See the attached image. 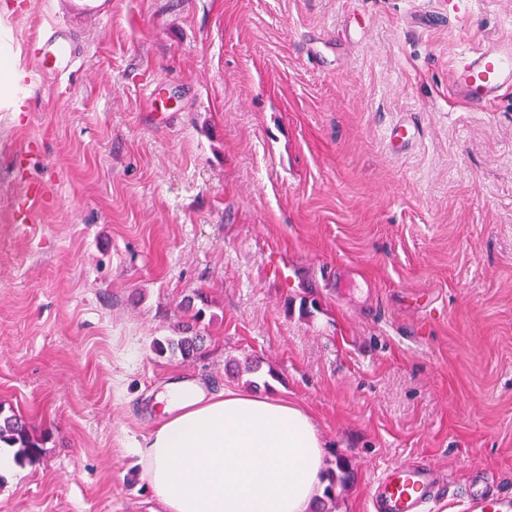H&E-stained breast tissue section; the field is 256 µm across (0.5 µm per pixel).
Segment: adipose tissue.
Wrapping results in <instances>:
<instances>
[{
  "label": "adipose tissue",
  "mask_w": 512,
  "mask_h": 512,
  "mask_svg": "<svg viewBox=\"0 0 512 512\" xmlns=\"http://www.w3.org/2000/svg\"><path fill=\"white\" fill-rule=\"evenodd\" d=\"M140 462L157 512H312L326 442L301 405L245 390H169Z\"/></svg>",
  "instance_id": "1"
}]
</instances>
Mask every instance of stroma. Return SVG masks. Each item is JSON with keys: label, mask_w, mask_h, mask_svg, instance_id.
Returning <instances> with one entry per match:
<instances>
[{"label": "stroma", "mask_w": 512, "mask_h": 512, "mask_svg": "<svg viewBox=\"0 0 512 512\" xmlns=\"http://www.w3.org/2000/svg\"><path fill=\"white\" fill-rule=\"evenodd\" d=\"M12 2L0 411L49 438L0 512H149L137 450L172 382L305 407L346 477L315 512H369L415 458L512 493V93L475 112L449 79L512 0H112L78 75L23 104L54 0ZM171 75L164 118L146 89ZM196 333L194 358L155 349Z\"/></svg>", "instance_id": "35a3bbf8"}]
</instances>
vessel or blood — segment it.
I'll list each match as a JSON object with an SVG mask.
<instances>
[{
	"mask_svg": "<svg viewBox=\"0 0 512 512\" xmlns=\"http://www.w3.org/2000/svg\"><path fill=\"white\" fill-rule=\"evenodd\" d=\"M111 18L112 0H57L54 21L26 45L33 65L17 80L19 93L74 75L87 53L82 25H100ZM450 84L461 101L476 109L511 93L512 36H501L461 55L451 70ZM448 490L447 473L419 459L380 473L370 485L368 498L373 512H430ZM463 502L467 512H512V495L489 485L479 472L471 478Z\"/></svg>",
	"mask_w": 512,
	"mask_h": 512,
	"instance_id": "obj_1",
	"label": "vessel or blood"
}]
</instances>
